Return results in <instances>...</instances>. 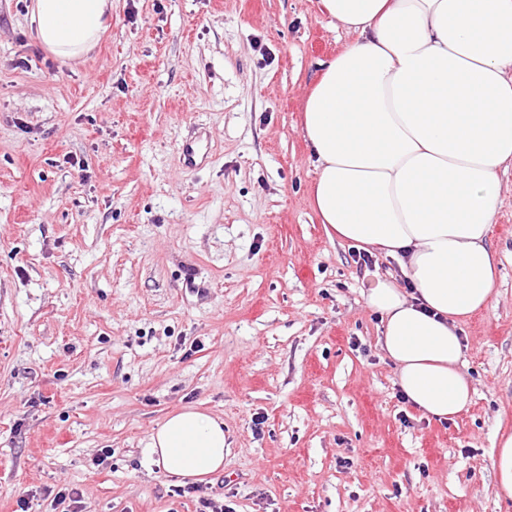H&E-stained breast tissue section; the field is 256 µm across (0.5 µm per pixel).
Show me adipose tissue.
I'll list each match as a JSON object with an SVG mask.
<instances>
[{
    "label": "adipose tissue",
    "instance_id": "obj_1",
    "mask_svg": "<svg viewBox=\"0 0 512 512\" xmlns=\"http://www.w3.org/2000/svg\"><path fill=\"white\" fill-rule=\"evenodd\" d=\"M355 39L323 62L304 105L326 230L394 259L367 305L395 383L425 416L470 404L462 324L487 307L500 259L488 240L512 168V0H321ZM110 0H35L38 42L61 60L97 42ZM224 423L197 407L151 435L149 464L202 480L224 467Z\"/></svg>",
    "mask_w": 512,
    "mask_h": 512
}]
</instances>
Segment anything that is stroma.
<instances>
[{
  "instance_id": "1",
  "label": "stroma",
  "mask_w": 512,
  "mask_h": 512,
  "mask_svg": "<svg viewBox=\"0 0 512 512\" xmlns=\"http://www.w3.org/2000/svg\"><path fill=\"white\" fill-rule=\"evenodd\" d=\"M32 2L0 0V512H62L65 487L79 512H200L145 460L188 405L224 422L201 487L235 512H512V170L499 288L462 326L472 403L437 421L366 303L396 262L359 268L311 206L304 101L353 34L320 0H112L66 62ZM493 456L496 495L499 500L512 501V433L500 436Z\"/></svg>"
}]
</instances>
